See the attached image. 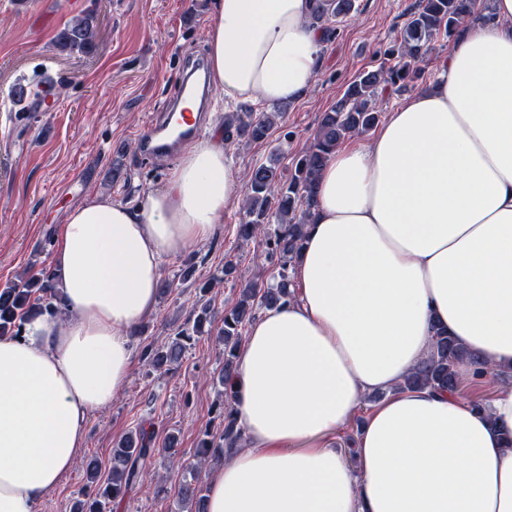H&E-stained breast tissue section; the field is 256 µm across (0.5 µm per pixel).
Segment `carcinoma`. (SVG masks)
<instances>
[{
	"label": "carcinoma",
	"mask_w": 512,
	"mask_h": 512,
	"mask_svg": "<svg viewBox=\"0 0 512 512\" xmlns=\"http://www.w3.org/2000/svg\"><path fill=\"white\" fill-rule=\"evenodd\" d=\"M477 0H418L405 27L400 32L397 47L388 56L397 59L392 66H380L365 71L349 85L343 97L322 113L317 132L310 145L298 155L283 178L274 163L252 169L246 183V220L238 225V236L249 240L261 238L267 257L276 261V274L267 282L238 278L237 301L224 309L223 327L219 340L224 345V365L219 381L224 391V425L222 430H205L199 438L194 458L196 463L180 465L181 479L174 487L178 503L186 512H205V489L199 466L208 458L224 455L226 448H239L244 440L237 423L227 387L236 370L237 351L242 343L243 329L257 318V311L288 302L292 297L293 271L302 249L305 225L312 219L318 173L329 154L345 139L366 135L380 122L381 113L375 107L378 94L388 89L406 90L420 74L418 64L431 51V46L444 37L457 36L465 19L488 20L490 16L475 14ZM355 0H313L310 19L315 23H330L349 15ZM96 18L90 14L77 17L58 33L56 42L63 50L90 54L97 50ZM280 117L278 112L255 113L247 106L224 115L225 140L262 141L269 127ZM58 299L49 276L44 274L25 280L0 291V335L7 334L16 322L34 312L51 313ZM210 310L204 306L194 312L186 326L168 343L146 351L149 365L156 371H169L182 362L187 345L209 332ZM468 357L463 347L441 328L434 329L431 346L418 366L399 384V388L431 387L453 392L458 389L456 365ZM470 358V357H468ZM476 365L475 374L488 369L487 362L470 358ZM155 431L143 426L127 434L112 449L110 465L101 472L98 461L88 464L87 477L95 483L93 490L82 493L73 512H112L114 506L144 482L147 462L156 452L163 451L176 459L180 454L177 438H167L164 448H155Z\"/></svg>",
	"instance_id": "carcinoma-1"
}]
</instances>
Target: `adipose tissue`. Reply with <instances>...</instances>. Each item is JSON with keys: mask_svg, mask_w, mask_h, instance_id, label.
Here are the masks:
<instances>
[{"mask_svg": "<svg viewBox=\"0 0 512 512\" xmlns=\"http://www.w3.org/2000/svg\"><path fill=\"white\" fill-rule=\"evenodd\" d=\"M310 0H216L210 80L270 106L314 81ZM461 34L438 79L323 165L296 296L250 326L232 381L246 445L207 478V512H512V388L478 405L400 389L434 328L512 370V0ZM222 137L185 150L136 207H72L48 271L54 313L0 336V512H33L133 365L165 261L241 204ZM380 392L348 463L329 438Z\"/></svg>", "mask_w": 512, "mask_h": 512, "instance_id": "adipose-tissue-1", "label": "adipose tissue"}]
</instances>
